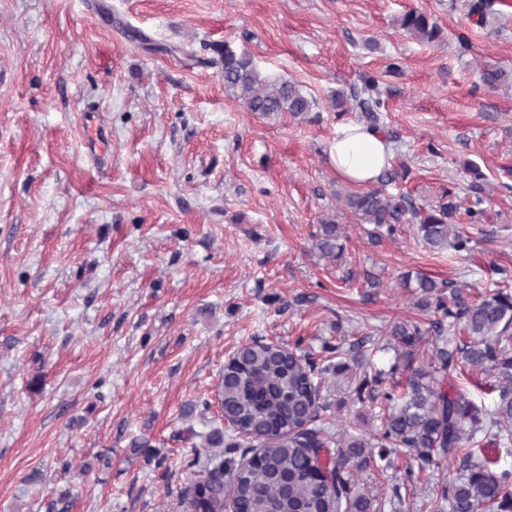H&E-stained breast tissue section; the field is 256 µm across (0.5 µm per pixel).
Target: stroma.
<instances>
[{
  "label": "stroma",
  "instance_id": "obj_1",
  "mask_svg": "<svg viewBox=\"0 0 512 512\" xmlns=\"http://www.w3.org/2000/svg\"><path fill=\"white\" fill-rule=\"evenodd\" d=\"M468 3L0 0V512H177L192 448L222 425L216 385L239 346L318 355L426 322L399 284L408 271L474 298L512 290V0L482 23ZM411 9L440 39L400 28ZM224 40L297 82L312 111L248 112L210 63ZM487 69L506 81L488 88ZM369 80L392 136L388 192L468 203L466 165L484 174L466 257L410 224L371 240L345 210L354 187L326 146L364 116L330 99ZM87 111L107 136L93 153ZM331 213L334 261L312 248ZM329 400L336 431L379 428L350 388ZM407 467L368 468L358 488L382 512H431L455 464L424 481Z\"/></svg>",
  "mask_w": 512,
  "mask_h": 512
}]
</instances>
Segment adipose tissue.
Listing matches in <instances>:
<instances>
[{
	"mask_svg": "<svg viewBox=\"0 0 512 512\" xmlns=\"http://www.w3.org/2000/svg\"><path fill=\"white\" fill-rule=\"evenodd\" d=\"M327 154L336 174L356 186L374 183L392 160L391 144L382 133L352 121L338 125Z\"/></svg>",
	"mask_w": 512,
	"mask_h": 512,
	"instance_id": "1",
	"label": "adipose tissue"
}]
</instances>
